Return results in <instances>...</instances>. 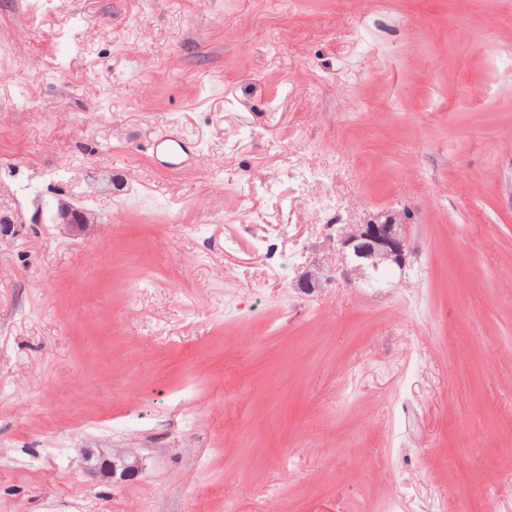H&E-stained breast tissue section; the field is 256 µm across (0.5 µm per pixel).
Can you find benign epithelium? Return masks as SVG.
Segmentation results:
<instances>
[{"mask_svg": "<svg viewBox=\"0 0 512 512\" xmlns=\"http://www.w3.org/2000/svg\"><path fill=\"white\" fill-rule=\"evenodd\" d=\"M56 221L70 226L76 232H85L94 223L87 213L67 203L57 207ZM406 225L387 217L367 224H350L340 235V244L351 250L357 264L347 271L346 276H362L368 270L378 272L392 267L405 266L408 243L405 235ZM86 462L91 470L107 479L124 480L139 473V463L124 454L112 457L97 456L86 452Z\"/></svg>", "mask_w": 512, "mask_h": 512, "instance_id": "benign-epithelium-1", "label": "benign epithelium"}]
</instances>
